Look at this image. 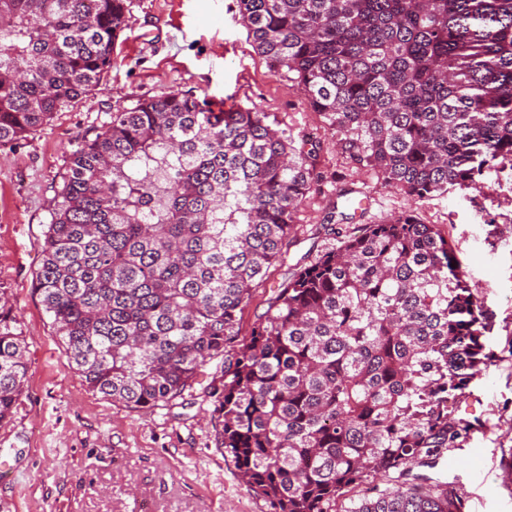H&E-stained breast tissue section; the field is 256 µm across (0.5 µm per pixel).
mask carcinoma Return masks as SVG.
I'll return each instance as SVG.
<instances>
[{"label": "carcinoma", "mask_w": 512, "mask_h": 512, "mask_svg": "<svg viewBox=\"0 0 512 512\" xmlns=\"http://www.w3.org/2000/svg\"><path fill=\"white\" fill-rule=\"evenodd\" d=\"M271 72L288 73L357 169L422 200L512 168V0H238ZM128 0H0V146L47 125L112 68ZM319 178L269 114L180 91L139 98L70 154L35 291L67 366L129 408H172L214 362L217 447L267 512H461L407 482L470 424L486 365L478 297L448 239L391 215L286 271ZM28 374L0 288V426ZM390 485L382 488L379 477Z\"/></svg>", "instance_id": "obj_1"}]
</instances>
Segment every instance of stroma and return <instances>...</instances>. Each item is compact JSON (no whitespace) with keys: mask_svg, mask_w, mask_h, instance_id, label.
<instances>
[{"mask_svg":"<svg viewBox=\"0 0 512 512\" xmlns=\"http://www.w3.org/2000/svg\"><path fill=\"white\" fill-rule=\"evenodd\" d=\"M170 89L217 107L268 113L296 147L316 152L320 175L294 223L285 265H273L241 322L249 337L286 266L337 248L324 230L332 208L344 232L410 212L436 225L478 294L491 363L470 385L460 415L480 427L427 470L456 487L462 512H512V171L485 170L465 189L415 200L356 169L331 142L287 74L270 72L241 22L237 0H130L127 27L100 84L17 147L0 148V287L26 343L28 376L12 421L0 427V505L8 512H266L215 447V400L204 388L183 405L137 411L91 391L65 364L33 289L38 241L54 187L76 141L140 97ZM349 191V199L339 191Z\"/></svg>","mask_w":512,"mask_h":512,"instance_id":"35a3bbf8","label":"stroma"}]
</instances>
